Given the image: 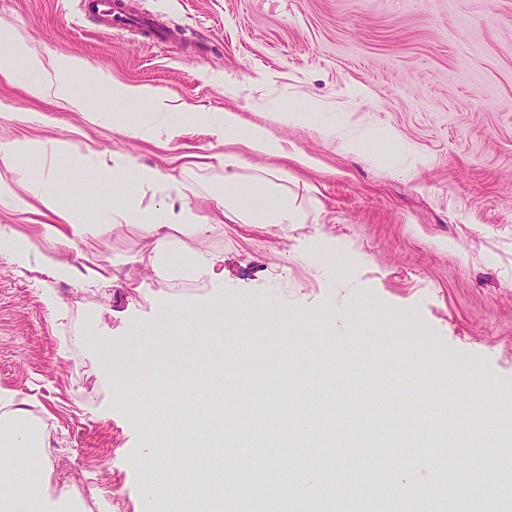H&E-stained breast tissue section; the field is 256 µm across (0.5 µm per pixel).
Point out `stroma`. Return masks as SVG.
Returning a JSON list of instances; mask_svg holds the SVG:
<instances>
[{
	"instance_id": "obj_1",
	"label": "stroma",
	"mask_w": 512,
	"mask_h": 512,
	"mask_svg": "<svg viewBox=\"0 0 512 512\" xmlns=\"http://www.w3.org/2000/svg\"><path fill=\"white\" fill-rule=\"evenodd\" d=\"M132 2L171 32L169 43L112 31L84 14L79 0H0V31L44 58L77 57L88 72L170 93L182 106L173 118L185 134L174 151L131 135L146 104L95 122L0 81V136L65 140L76 149L25 162L34 172L53 170L49 190L98 225L61 259L78 265L151 248L141 233L102 223L112 199L77 162L90 149L126 151L187 179L195 191L186 202L208 226L224 195V170L188 173L174 155H223L211 126L225 111L267 126L298 152L295 160L249 156L239 174L274 172L308 218L177 235L183 250L223 254L224 298L247 307L253 321L215 324L217 349L187 351L175 337L143 352L138 388L119 367L132 330L210 302L208 279L178 293L173 279L134 263L114 268L102 286L55 279L36 262L21 271L0 257V399L25 409L45 434L51 485L78 497L86 512H144L148 417L182 415L179 393L219 351L228 365L222 385L237 399L228 414L255 409L257 364L238 355L245 341L270 350L280 384L262 397L272 405L274 435L292 441L265 453L270 481L326 454L335 461L316 474L335 493L288 512H363L347 462L373 448V469L388 482L443 478L420 462L445 448L466 453L448 489L484 471L463 432L479 418L471 372L512 396V0ZM288 99L313 105L305 122L283 114ZM33 112L42 120L30 121ZM392 133L403 149H388ZM348 138L365 140L370 153L347 151ZM42 221L0 204V227L49 254ZM47 292L57 311L44 305ZM285 314L292 327L282 324ZM318 328L329 338L326 350L313 358L298 352L292 332ZM414 343L429 349L446 396L421 393L397 372L396 356ZM107 353L108 377L97 369ZM129 397L145 401L141 415L127 407ZM378 420L389 426L385 447ZM359 421L366 430H356ZM308 425L320 428L319 442L303 436Z\"/></svg>"
}]
</instances>
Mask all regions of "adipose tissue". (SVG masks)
<instances>
[{
  "label": "adipose tissue",
  "mask_w": 512,
  "mask_h": 512,
  "mask_svg": "<svg viewBox=\"0 0 512 512\" xmlns=\"http://www.w3.org/2000/svg\"><path fill=\"white\" fill-rule=\"evenodd\" d=\"M87 80L83 62L74 57L58 56L47 63L38 56L30 55L26 57L24 66L19 68L15 65L14 53H0V81L22 82L34 97L52 98L80 110L90 108L98 118L110 111L119 112L128 102L146 100L151 104V112L132 127V135L146 140L163 135L171 142L182 137V128L169 117L175 108L171 95L125 84L101 74L96 82L104 89L106 98L94 105L80 92ZM214 132L229 146L220 160L221 166L227 170L224 177L225 218L243 224L304 223L305 212L294 206L286 195H279L275 205L260 204V196L274 192V184L268 178L256 176L240 181L233 173L244 160L240 154L232 152V145L241 143L255 155L274 157L284 154L283 140L273 136L264 126L243 124L239 114L231 111L224 112ZM47 152L70 154L74 148L66 141L48 144L0 138V203L27 210L32 202H39L56 217L55 222L42 225L43 238L55 245L71 248L77 238L93 232L95 226L87 221L80 206L60 207L57 198L44 191V176L28 174L22 168V158ZM78 161L83 167L92 169L100 187L112 194L111 223L133 227L152 238L153 249L147 262L154 270L206 278L215 288H223L224 275L218 270L221 256L185 252L171 238L170 231L176 226L187 234L202 229L197 214L185 203L189 189L185 181L159 168L138 164L131 155L119 151L82 154ZM128 181L151 190L154 204L145 207L132 196L123 194L122 187ZM216 311L241 320L248 317L240 306L227 304L219 296L180 319L165 318L151 326L138 328L127 345L124 362L130 383L135 385L139 382L136 362L143 350L166 345L172 336L187 335L196 321L210 318ZM144 432L148 440L143 473L146 501L163 495L175 502L208 495L207 485L191 487L170 482V456L155 445V426L146 425ZM50 470L42 431L22 411L0 413V512H83L82 502L69 491L51 490Z\"/></svg>",
  "instance_id": "1"
}]
</instances>
